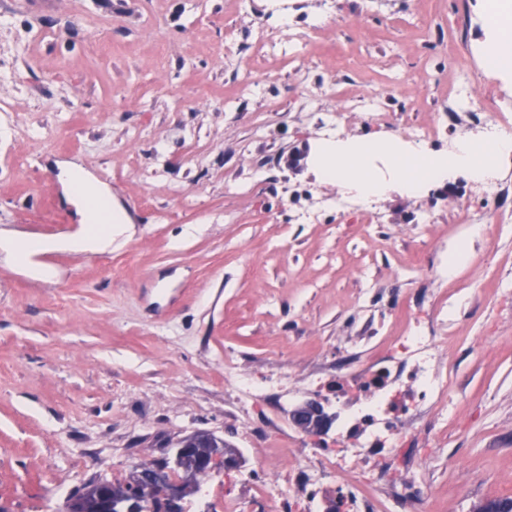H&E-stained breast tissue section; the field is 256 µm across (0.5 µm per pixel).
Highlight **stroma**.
I'll use <instances>...</instances> for the list:
<instances>
[{"label":"stroma","instance_id":"obj_1","mask_svg":"<svg viewBox=\"0 0 512 512\" xmlns=\"http://www.w3.org/2000/svg\"><path fill=\"white\" fill-rule=\"evenodd\" d=\"M270 0H0V230L41 239L74 232L57 179L75 163L128 215L106 251H53L37 280L0 258V506L38 512L94 476L123 478L196 431L224 437L240 466L220 469L225 498L257 512L266 486L288 488V462L254 447L248 424H287L311 396L313 366L343 351L368 316L396 319L421 288H446L454 411L444 445L414 468L431 512H473L512 497V162L495 198L460 177L374 199L378 224L296 214L323 195L313 111L338 95L377 93L388 126L356 106L344 139L399 137L437 116L460 0H337L323 41L294 58L251 50L274 25ZM432 34L420 52L394 15ZM110 41L101 62L92 37ZM230 45L233 56L214 52ZM407 79L389 96L388 76ZM259 90L238 94L242 82ZM491 215L467 224L460 202ZM434 221L421 223L424 212ZM463 250L455 272L426 275ZM287 374L293 399L257 400L229 418L224 371Z\"/></svg>","mask_w":512,"mask_h":512}]
</instances>
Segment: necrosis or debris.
Masks as SVG:
<instances>
[{"mask_svg": "<svg viewBox=\"0 0 512 512\" xmlns=\"http://www.w3.org/2000/svg\"><path fill=\"white\" fill-rule=\"evenodd\" d=\"M485 53L454 56L440 110V123H409L402 132L404 143L416 146L437 139L443 123H458L461 113L476 115L469 131L478 144L512 136V102L481 100L471 83L459 75L484 70ZM370 353L364 371L351 370L336 378L333 402L336 439L342 444L335 453L322 448L294 450L280 445L278 454L291 464L290 492L272 497L275 512H312L303 489L321 487L334 475H351L363 468L367 482L347 485V512H383L395 505L400 512H429L425 490L410 478H394L387 466L395 449L415 456L417 448L436 447L439 429L448 425V368L452 362L445 337L427 329L415 317H400L386 327L367 328L355 344Z\"/></svg>", "mask_w": 512, "mask_h": 512, "instance_id": "4bbe7bcc", "label": "necrosis or debris"}]
</instances>
